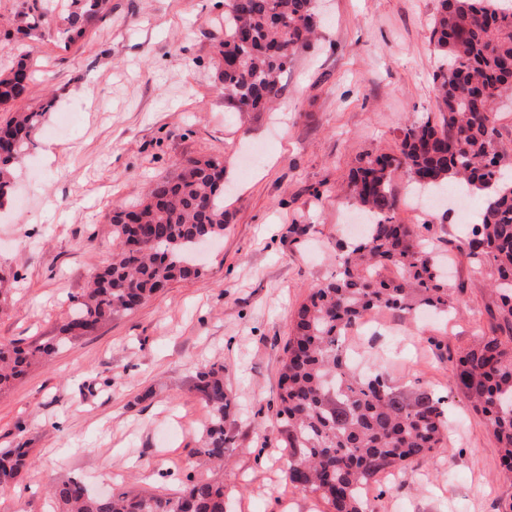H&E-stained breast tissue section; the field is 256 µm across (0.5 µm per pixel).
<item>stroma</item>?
<instances>
[{"label":"stroma","mask_w":512,"mask_h":512,"mask_svg":"<svg viewBox=\"0 0 512 512\" xmlns=\"http://www.w3.org/2000/svg\"><path fill=\"white\" fill-rule=\"evenodd\" d=\"M437 0H317L315 37L298 50L268 112L242 114L219 90L215 52L224 0H112L86 40L63 49L55 33L0 50V69L32 59L27 105L54 97L35 155L15 171L0 208V340L38 343L57 327L91 276L112 259L110 217L186 158L224 164V234L197 253L199 278L171 282L98 335L61 347L0 394V448L30 450L31 468L0 486V512H53L48 491L70 477L106 488L173 494L202 475L197 451L208 410L193 388L219 362L239 397L224 420L232 438L220 473L227 512H326L293 489L274 398L289 317L336 271L350 241L345 197L361 158L396 151L408 122L437 115L429 42ZM402 224L428 221L450 245L462 285L453 320L374 312L349 335L359 373L383 370L402 388L421 382L444 397L445 448L383 480L374 512H504L512 477L495 441L456 390L450 359L473 336L503 325L490 274H476L458 243L483 199L449 195L427 213L407 177L393 181Z\"/></svg>","instance_id":"obj_1"}]
</instances>
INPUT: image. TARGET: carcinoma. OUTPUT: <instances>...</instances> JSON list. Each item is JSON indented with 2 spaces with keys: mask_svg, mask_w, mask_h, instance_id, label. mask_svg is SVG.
Masks as SVG:
<instances>
[{
  "mask_svg": "<svg viewBox=\"0 0 512 512\" xmlns=\"http://www.w3.org/2000/svg\"><path fill=\"white\" fill-rule=\"evenodd\" d=\"M23 20L5 41L56 28L64 47L84 39L110 10V0H67L65 13L51 0H26ZM429 40L442 62L433 74L439 115L402 128L398 149L360 159L350 195L374 218L366 234L339 247L335 275L311 289L291 318V336L280 369L276 432L265 443L287 452L288 483L322 500L327 512H369L368 488L383 474L408 469L444 447L448 421L444 400L417 384L402 391L381 373L359 375L347 363L345 337L373 309L414 314L422 308L448 317L458 289L425 236L427 224H399L393 177L446 193L459 181L480 192L484 205L471 236L458 249L473 271L489 269L504 319L512 318V147L500 138L497 114L512 96V6L506 0H438ZM314 0H224V40L217 67L224 99L239 112H262L281 94L280 78L314 33ZM32 64L21 57L0 74V105L24 99ZM50 97L18 109L0 133V207L13 193V166L33 146ZM112 262L93 276L87 292L43 344L0 342V392L36 363L75 338L128 315L175 280L201 271L185 255L202 240L224 232V165L190 158L178 173L152 185L132 210L111 218ZM450 379L496 441L501 471L512 475V335L497 329L479 336L451 361ZM194 388L209 420L198 453L224 465L230 436L224 418L237 396L224 387V366L205 365ZM29 449L0 451V485L29 468ZM59 512H224V482L189 475L171 496L113 491L93 494L78 478L56 484Z\"/></svg>",
  "mask_w": 512,
  "mask_h": 512,
  "instance_id": "1",
  "label": "carcinoma"
}]
</instances>
